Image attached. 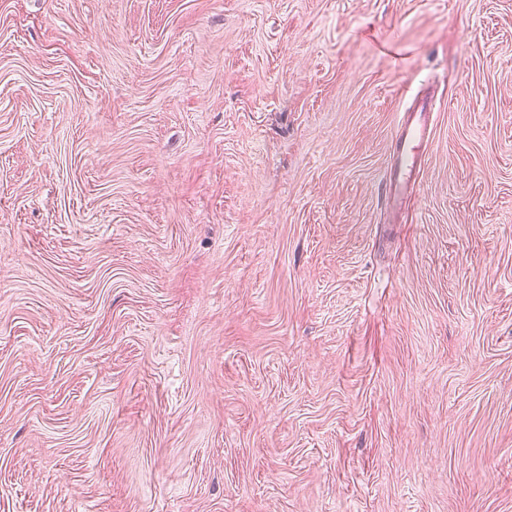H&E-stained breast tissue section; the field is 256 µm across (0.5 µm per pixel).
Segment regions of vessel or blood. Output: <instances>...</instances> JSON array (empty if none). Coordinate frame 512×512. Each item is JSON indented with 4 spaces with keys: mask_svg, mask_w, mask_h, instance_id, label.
I'll use <instances>...</instances> for the list:
<instances>
[{
    "mask_svg": "<svg viewBox=\"0 0 512 512\" xmlns=\"http://www.w3.org/2000/svg\"><path fill=\"white\" fill-rule=\"evenodd\" d=\"M428 140L429 130L421 112H404L398 122L392 160L381 178L384 196L391 205L402 206L415 196L421 148Z\"/></svg>",
    "mask_w": 512,
    "mask_h": 512,
    "instance_id": "1",
    "label": "vessel or blood"
}]
</instances>
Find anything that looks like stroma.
<instances>
[{
  "label": "stroma",
  "mask_w": 512,
  "mask_h": 512,
  "mask_svg": "<svg viewBox=\"0 0 512 512\" xmlns=\"http://www.w3.org/2000/svg\"><path fill=\"white\" fill-rule=\"evenodd\" d=\"M0 512H512V0H0ZM412 105L398 122L392 160L381 178L388 203L400 207L412 199L418 187V172L422 165L421 148L428 144L429 130L423 112L424 106L414 112Z\"/></svg>",
  "instance_id": "1"
}]
</instances>
